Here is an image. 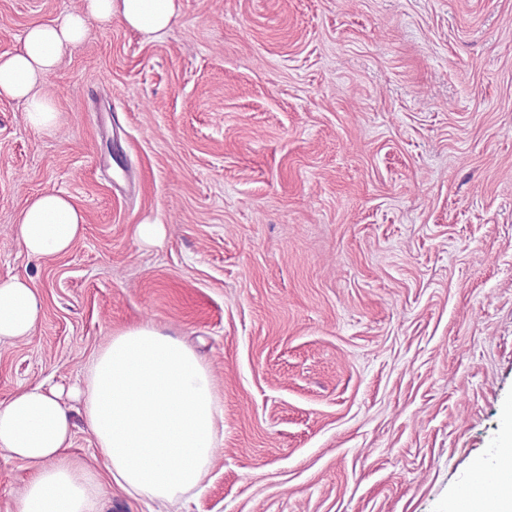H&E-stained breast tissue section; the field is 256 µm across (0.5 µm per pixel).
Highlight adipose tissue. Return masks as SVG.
Listing matches in <instances>:
<instances>
[{"instance_id": "adipose-tissue-1", "label": "adipose tissue", "mask_w": 512, "mask_h": 512, "mask_svg": "<svg viewBox=\"0 0 512 512\" xmlns=\"http://www.w3.org/2000/svg\"><path fill=\"white\" fill-rule=\"evenodd\" d=\"M175 15L176 0H82L79 9L32 23L20 47L0 55V96L23 104L33 130H51L61 114L46 84L67 45L85 40L91 24L107 26L116 18L150 38ZM85 224L70 196L46 191L20 213L17 239L33 257L64 254ZM40 315L27 279L0 280V341L33 335ZM221 415L207 367L153 325L114 333L92 362L85 424L113 479L148 512L187 499L202 484ZM73 427L61 391L46 380L0 403V453L35 467L14 512H103L95 472L64 454ZM494 476L490 483L474 482L468 496L478 512H512V448L498 457Z\"/></svg>"}]
</instances>
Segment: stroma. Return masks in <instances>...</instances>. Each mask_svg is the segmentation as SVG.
I'll list each match as a JSON object with an SVG mask.
<instances>
[{"mask_svg": "<svg viewBox=\"0 0 512 512\" xmlns=\"http://www.w3.org/2000/svg\"><path fill=\"white\" fill-rule=\"evenodd\" d=\"M176 3L160 37L116 19L65 50L51 131L0 97V278L41 301L0 402L85 385L150 323L224 414L171 512H450L512 428V0ZM80 5L0 0V55ZM44 190L87 224L36 258L16 220ZM73 421L105 512H145ZM32 471L0 455V512Z\"/></svg>", "mask_w": 512, "mask_h": 512, "instance_id": "stroma-1", "label": "stroma"}]
</instances>
